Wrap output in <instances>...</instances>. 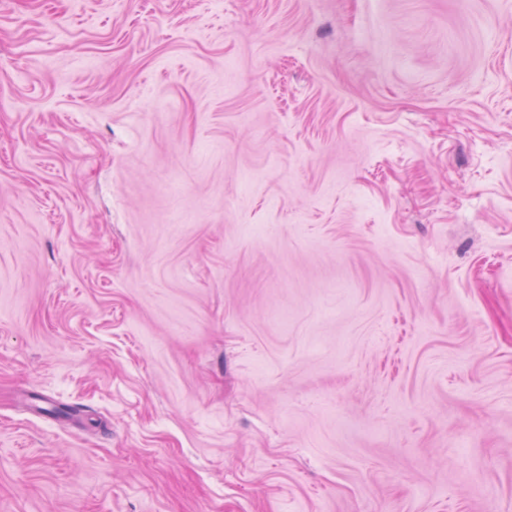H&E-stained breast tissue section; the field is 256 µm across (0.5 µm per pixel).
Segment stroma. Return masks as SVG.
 <instances>
[{
	"mask_svg": "<svg viewBox=\"0 0 512 512\" xmlns=\"http://www.w3.org/2000/svg\"><path fill=\"white\" fill-rule=\"evenodd\" d=\"M0 512H512V0H0Z\"/></svg>",
	"mask_w": 512,
	"mask_h": 512,
	"instance_id": "stroma-1",
	"label": "stroma"
}]
</instances>
